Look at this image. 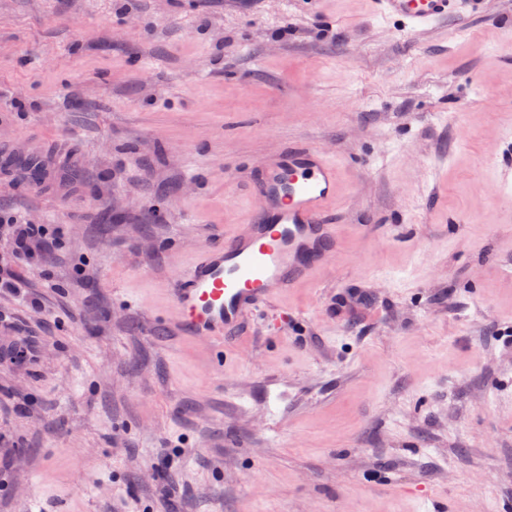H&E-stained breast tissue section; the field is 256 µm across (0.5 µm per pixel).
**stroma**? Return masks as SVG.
<instances>
[{
	"label": "stroma",
	"mask_w": 512,
	"mask_h": 512,
	"mask_svg": "<svg viewBox=\"0 0 512 512\" xmlns=\"http://www.w3.org/2000/svg\"><path fill=\"white\" fill-rule=\"evenodd\" d=\"M288 143L336 263L218 361L163 288ZM1 154L0 512H512V0H0ZM377 16L402 24L401 34H413L448 21L454 16L480 13L482 0H371ZM1 222L9 226L12 232L13 248L20 258L32 254L37 246L50 240V230L45 224H20L18 218L7 213V219L0 218Z\"/></svg>",
	"instance_id": "obj_1"
}]
</instances>
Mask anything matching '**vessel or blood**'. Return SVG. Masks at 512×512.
<instances>
[{
    "instance_id": "b4317fda",
    "label": "vessel or blood",
    "mask_w": 512,
    "mask_h": 512,
    "mask_svg": "<svg viewBox=\"0 0 512 512\" xmlns=\"http://www.w3.org/2000/svg\"><path fill=\"white\" fill-rule=\"evenodd\" d=\"M376 15L399 21L403 34L454 16L477 13L482 0H371ZM249 223L223 245L198 253L168 282V327L222 353L258 313L274 335L288 317L283 306L296 288L336 257L338 230L330 210L340 192L336 162L322 148L291 145L267 158L248 185Z\"/></svg>"
}]
</instances>
